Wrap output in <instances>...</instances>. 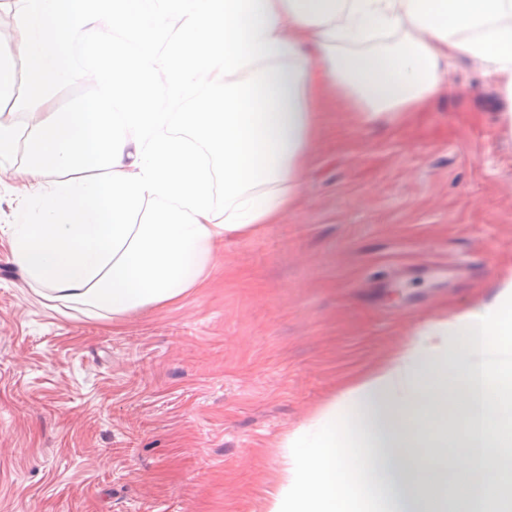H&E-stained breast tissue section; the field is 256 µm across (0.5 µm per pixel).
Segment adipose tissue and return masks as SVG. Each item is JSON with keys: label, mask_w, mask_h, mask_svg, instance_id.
<instances>
[{"label": "adipose tissue", "mask_w": 512, "mask_h": 512, "mask_svg": "<svg viewBox=\"0 0 512 512\" xmlns=\"http://www.w3.org/2000/svg\"><path fill=\"white\" fill-rule=\"evenodd\" d=\"M0 166L16 262L40 296L120 319L180 301L226 238L280 223L322 132L423 108L450 58L483 63L512 132V0H0ZM93 93L59 109L58 89ZM223 205H216V192ZM467 337L466 346L453 337ZM466 365L449 424L440 380ZM512 269L499 292L416 339L286 434L267 512H365L354 461H402L401 512H448V455L487 512L512 490Z\"/></svg>", "instance_id": "obj_1"}]
</instances>
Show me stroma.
<instances>
[{
    "label": "stroma",
    "instance_id": "35a3bbf8",
    "mask_svg": "<svg viewBox=\"0 0 512 512\" xmlns=\"http://www.w3.org/2000/svg\"><path fill=\"white\" fill-rule=\"evenodd\" d=\"M297 206L185 299L43 301L0 208V512H266L282 436L512 267V136L480 62L395 122L323 109Z\"/></svg>",
    "mask_w": 512,
    "mask_h": 512
}]
</instances>
